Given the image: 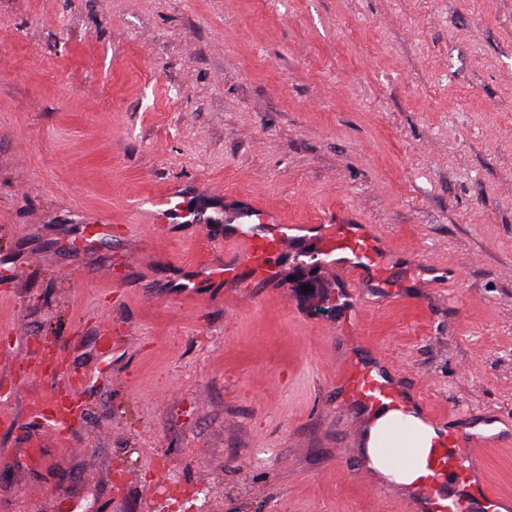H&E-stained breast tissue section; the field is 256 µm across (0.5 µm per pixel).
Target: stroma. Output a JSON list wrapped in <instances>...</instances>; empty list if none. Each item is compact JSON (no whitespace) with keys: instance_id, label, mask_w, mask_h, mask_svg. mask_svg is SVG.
<instances>
[{"instance_id":"obj_1","label":"stroma","mask_w":512,"mask_h":512,"mask_svg":"<svg viewBox=\"0 0 512 512\" xmlns=\"http://www.w3.org/2000/svg\"><path fill=\"white\" fill-rule=\"evenodd\" d=\"M228 190L448 267L365 330L437 411L512 422V0H0V343L130 339L58 439L0 367V512H155L162 456L183 512H402L336 464L335 284L176 291L224 243L156 203L220 219ZM80 235L85 245L97 247L112 239V224L106 220L99 224H85Z\"/></svg>"}]
</instances>
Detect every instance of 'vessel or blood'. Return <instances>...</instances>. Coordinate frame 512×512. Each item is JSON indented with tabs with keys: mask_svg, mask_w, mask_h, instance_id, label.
<instances>
[{
	"mask_svg": "<svg viewBox=\"0 0 512 512\" xmlns=\"http://www.w3.org/2000/svg\"><path fill=\"white\" fill-rule=\"evenodd\" d=\"M81 238L85 245L99 246L111 240L112 224L104 220L85 225ZM224 242L237 245V252L225 257L223 264L202 266L190 274L187 291L196 293L208 286L236 293L266 288L279 282L291 260L336 279L343 299L335 330L340 349L336 411L351 423V445L358 450L356 473L373 474L370 448L396 458L397 449L388 447L382 434L415 419L424 426L427 453L412 483L398 487L404 512H512V500L492 490L482 471L484 448L511 444L512 431L485 415L449 421L362 334L366 308L392 306L406 292L422 287L423 273H439L438 265L403 262L374 225L350 216H337L330 224H292L253 197L238 194L224 197ZM118 345L111 329L98 328L95 364L85 368L76 361V342L43 339L33 352L30 378L53 390L30 402V418L65 435L85 416V395L110 373Z\"/></svg>",
	"mask_w": 512,
	"mask_h": 512,
	"instance_id": "obj_1",
	"label": "vessel or blood"
}]
</instances>
